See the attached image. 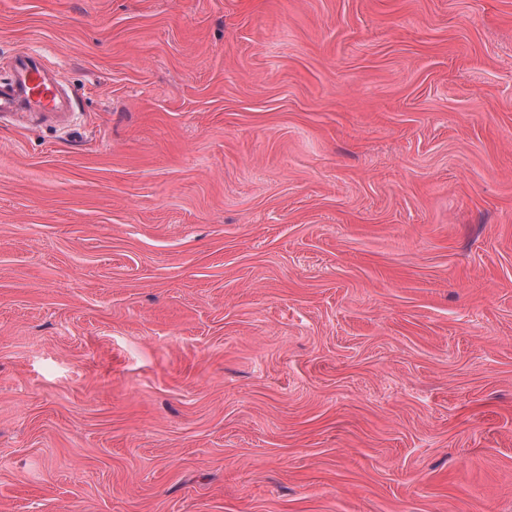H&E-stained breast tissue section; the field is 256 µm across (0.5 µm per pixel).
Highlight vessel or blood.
<instances>
[{
    "label": "vessel or blood",
    "mask_w": 512,
    "mask_h": 512,
    "mask_svg": "<svg viewBox=\"0 0 512 512\" xmlns=\"http://www.w3.org/2000/svg\"><path fill=\"white\" fill-rule=\"evenodd\" d=\"M61 107L57 75L48 67L42 55L21 51L15 54L12 77L0 85V112L35 108L54 112Z\"/></svg>",
    "instance_id": "b4317fda"
}]
</instances>
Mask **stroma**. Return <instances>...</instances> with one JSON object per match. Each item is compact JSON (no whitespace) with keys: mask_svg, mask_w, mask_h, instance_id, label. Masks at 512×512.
<instances>
[{"mask_svg":"<svg viewBox=\"0 0 512 512\" xmlns=\"http://www.w3.org/2000/svg\"><path fill=\"white\" fill-rule=\"evenodd\" d=\"M0 512H512V0H0ZM12 77L0 85V112L37 108L41 112H56L61 107L57 75L48 67L43 56L21 51L13 57Z\"/></svg>","mask_w":512,"mask_h":512,"instance_id":"1","label":"stroma"}]
</instances>
